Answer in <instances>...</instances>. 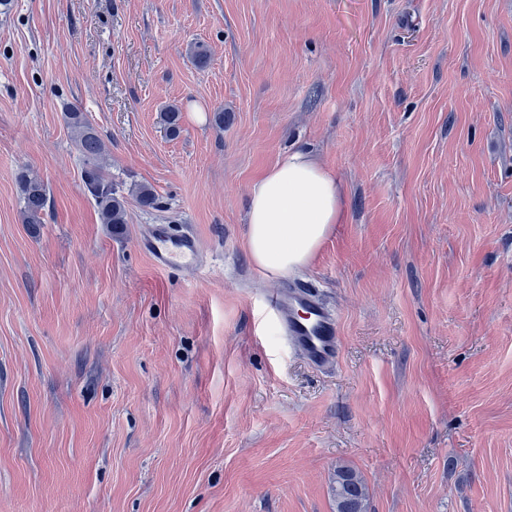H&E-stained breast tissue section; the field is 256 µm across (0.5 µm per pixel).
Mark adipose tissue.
<instances>
[{"label": "adipose tissue", "instance_id": "ef3b65f1", "mask_svg": "<svg viewBox=\"0 0 512 512\" xmlns=\"http://www.w3.org/2000/svg\"><path fill=\"white\" fill-rule=\"evenodd\" d=\"M345 219L340 181L308 154L295 151L251 186L245 245L254 265L275 279L309 265Z\"/></svg>", "mask_w": 512, "mask_h": 512}]
</instances>
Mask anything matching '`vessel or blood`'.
I'll list each match as a JSON object with an SVG mask.
<instances>
[{"label":"vessel or blood","mask_w":512,"mask_h":512,"mask_svg":"<svg viewBox=\"0 0 512 512\" xmlns=\"http://www.w3.org/2000/svg\"><path fill=\"white\" fill-rule=\"evenodd\" d=\"M138 244L159 268L197 270L201 247L190 232L167 224L151 225ZM282 335L315 368L336 364L339 359L338 319L319 294L304 285L287 284L267 298Z\"/></svg>","instance_id":"obj_1"}]
</instances>
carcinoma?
Wrapping results in <instances>:
<instances>
[{
    "label": "carcinoma",
    "instance_id": "obj_1",
    "mask_svg": "<svg viewBox=\"0 0 512 512\" xmlns=\"http://www.w3.org/2000/svg\"><path fill=\"white\" fill-rule=\"evenodd\" d=\"M76 146L82 156L81 179L85 191L94 201L101 223L118 227L128 223L126 199L112 184L103 157L105 144L96 129L76 109L65 113ZM162 120L170 135L180 133L181 110L176 105L166 108ZM48 201L45 184L28 174L20 177V203L26 224L43 223V212ZM334 496L336 512H366L367 489L363 479L351 468L340 466L335 474Z\"/></svg>",
    "mask_w": 512,
    "mask_h": 512
}]
</instances>
